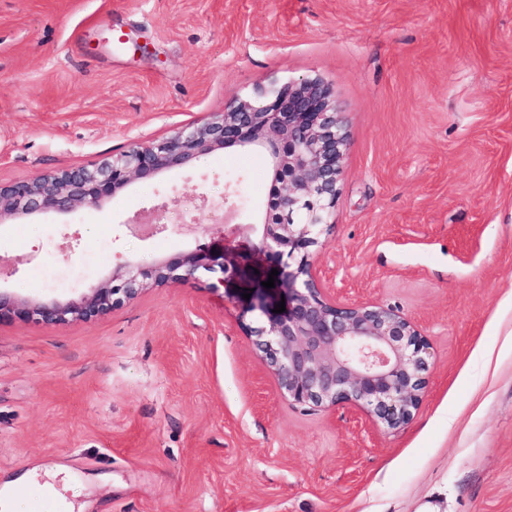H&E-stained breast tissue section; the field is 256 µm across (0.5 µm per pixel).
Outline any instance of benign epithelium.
Returning a JSON list of instances; mask_svg holds the SVG:
<instances>
[{
	"label": "benign epithelium",
	"mask_w": 512,
	"mask_h": 512,
	"mask_svg": "<svg viewBox=\"0 0 512 512\" xmlns=\"http://www.w3.org/2000/svg\"><path fill=\"white\" fill-rule=\"evenodd\" d=\"M348 134L331 84L302 76L236 97L203 123L128 150L88 168L61 169L32 180L0 185V218L69 214L99 208L138 180L193 165L219 150L264 151L270 161L267 198L251 211V256L226 260L225 247L202 244L144 268L132 261L78 297H22L0 287V324L34 321L55 326L91 321L152 287L201 271L246 279L250 258L278 270L275 287L264 275L251 281L248 311L267 324L249 328L282 394L302 405L349 404L366 409L389 429L406 423L426 385L429 346L412 323L392 309L338 304L311 272L336 202ZM285 301V311L274 312Z\"/></svg>",
	"instance_id": "1"
}]
</instances>
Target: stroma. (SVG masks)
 Instances as JSON below:
<instances>
[{
  "instance_id": "1",
  "label": "stroma",
  "mask_w": 512,
  "mask_h": 512,
  "mask_svg": "<svg viewBox=\"0 0 512 512\" xmlns=\"http://www.w3.org/2000/svg\"><path fill=\"white\" fill-rule=\"evenodd\" d=\"M306 75L349 135L312 273L426 338L410 420L288 401L244 284L205 274L92 321L0 325L19 512L38 509L32 470L74 512H512V0H0V182L93 167ZM269 187L264 154L223 150L98 209L0 219V286L72 298L128 260L246 244Z\"/></svg>"
}]
</instances>
